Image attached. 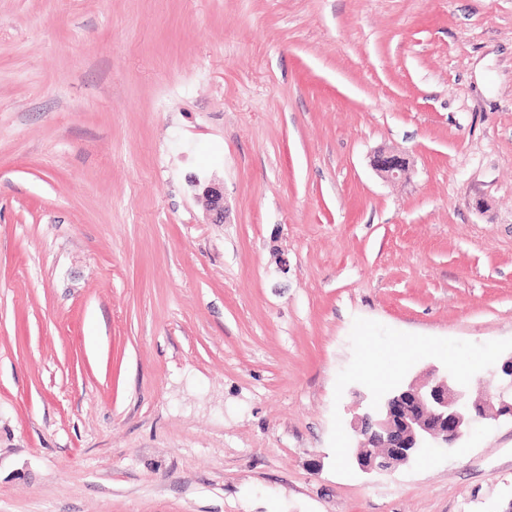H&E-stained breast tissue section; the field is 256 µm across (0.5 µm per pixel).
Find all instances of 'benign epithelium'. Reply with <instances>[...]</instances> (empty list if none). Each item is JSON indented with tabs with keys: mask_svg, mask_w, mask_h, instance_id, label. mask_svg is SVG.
Instances as JSON below:
<instances>
[{
	"mask_svg": "<svg viewBox=\"0 0 512 512\" xmlns=\"http://www.w3.org/2000/svg\"><path fill=\"white\" fill-rule=\"evenodd\" d=\"M373 167L386 180H397L408 170L405 157L380 151ZM213 222L224 223V194L219 187L203 188ZM498 405L473 402L444 372L425 383H410L389 394L359 417L360 440L356 462L365 472L389 471L427 448H451L477 418L495 411L494 417H512V358L502 366V378L494 393Z\"/></svg>",
	"mask_w": 512,
	"mask_h": 512,
	"instance_id": "1",
	"label": "benign epithelium"
}]
</instances>
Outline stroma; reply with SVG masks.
<instances>
[{
  "label": "stroma",
  "instance_id": "stroma-1",
  "mask_svg": "<svg viewBox=\"0 0 512 512\" xmlns=\"http://www.w3.org/2000/svg\"><path fill=\"white\" fill-rule=\"evenodd\" d=\"M511 357L512 0H0V512H502L351 409ZM408 164L405 157L385 151H379L373 159V167L386 180L400 179L406 174Z\"/></svg>",
  "mask_w": 512,
  "mask_h": 512
}]
</instances>
